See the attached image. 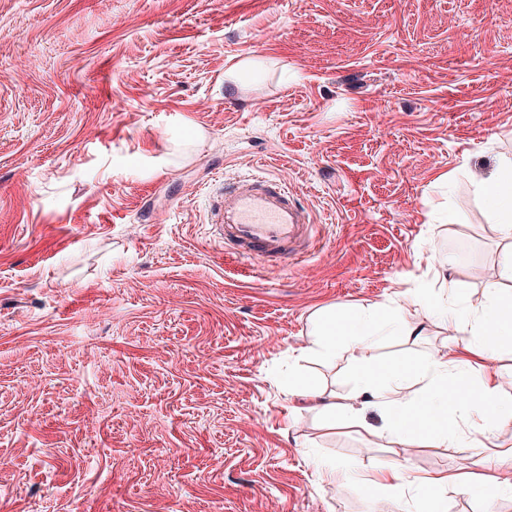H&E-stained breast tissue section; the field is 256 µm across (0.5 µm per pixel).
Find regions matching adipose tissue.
<instances>
[{
  "mask_svg": "<svg viewBox=\"0 0 512 512\" xmlns=\"http://www.w3.org/2000/svg\"><path fill=\"white\" fill-rule=\"evenodd\" d=\"M486 203L497 220L498 231L505 239H512V156L501 157L495 169L480 182ZM488 304L479 311L463 312L452 318L453 343H471L476 336H500L512 340V293L489 285ZM379 305H370L344 316L327 315L317 326L312 350L323 360L332 361L344 353H351L356 362L355 378L362 391L370 393L385 413L388 425L385 432L393 438L412 434L410 408L427 407L434 412H447L449 405L479 419L482 431H489V406L499 403L500 384L496 378L485 379L477 390L464 388L462 378L451 372L452 362L447 358H429L418 377V396L409 403L397 401L396 396L408 382L406 370L395 368L381 372L364 359L369 347L368 336L375 323ZM457 392L456 401H449V392ZM423 486L441 493L457 491L456 475L439 472L415 480L403 466L389 464L380 468L370 480V487L394 497L405 496L415 486Z\"/></svg>",
  "mask_w": 512,
  "mask_h": 512,
  "instance_id": "adipose-tissue-1",
  "label": "adipose tissue"
}]
</instances>
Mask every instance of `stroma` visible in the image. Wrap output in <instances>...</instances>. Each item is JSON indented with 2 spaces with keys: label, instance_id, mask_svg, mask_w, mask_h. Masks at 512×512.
Returning a JSON list of instances; mask_svg holds the SVG:
<instances>
[{
  "label": "stroma",
  "instance_id": "35a3bbf8",
  "mask_svg": "<svg viewBox=\"0 0 512 512\" xmlns=\"http://www.w3.org/2000/svg\"><path fill=\"white\" fill-rule=\"evenodd\" d=\"M247 60L258 76L226 79ZM504 155L512 0H0V512H371L389 463L488 474L471 420L422 408L388 438L347 357L309 346L326 313L428 288L421 336L383 314L368 356L417 374L447 351L499 275L479 181ZM248 173L287 183L321 249L219 251L210 204ZM483 344L456 372L508 378L511 404L512 342ZM293 379L357 395L363 427ZM448 424L452 450L427 439ZM325 414L332 427H357L360 426V409L352 404L336 403L335 395L324 406Z\"/></svg>",
  "mask_w": 512,
  "mask_h": 512
}]
</instances>
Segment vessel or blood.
<instances>
[{
	"label": "vessel or blood",
	"mask_w": 512,
	"mask_h": 512,
	"mask_svg": "<svg viewBox=\"0 0 512 512\" xmlns=\"http://www.w3.org/2000/svg\"><path fill=\"white\" fill-rule=\"evenodd\" d=\"M215 217L221 241L249 262L288 264L308 253L316 238L312 217L273 176L225 179Z\"/></svg>",
	"instance_id": "b4317fda"
}]
</instances>
